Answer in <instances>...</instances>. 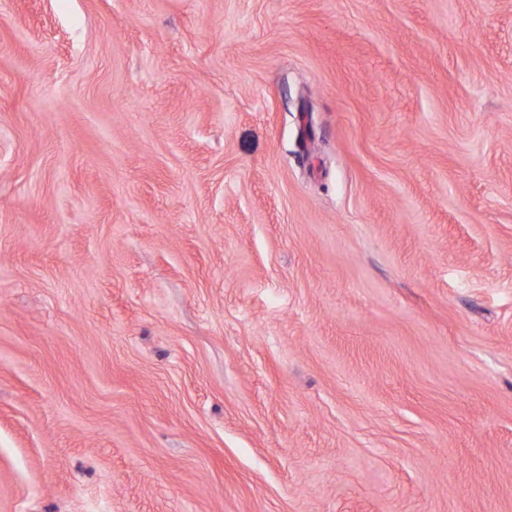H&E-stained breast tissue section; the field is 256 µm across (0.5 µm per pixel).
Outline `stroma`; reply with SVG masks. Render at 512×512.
<instances>
[{"label": "stroma", "instance_id": "obj_1", "mask_svg": "<svg viewBox=\"0 0 512 512\" xmlns=\"http://www.w3.org/2000/svg\"><path fill=\"white\" fill-rule=\"evenodd\" d=\"M0 512H512V0H0Z\"/></svg>", "mask_w": 512, "mask_h": 512}]
</instances>
